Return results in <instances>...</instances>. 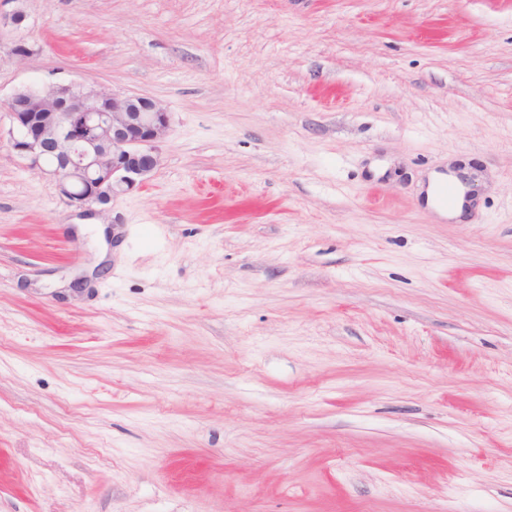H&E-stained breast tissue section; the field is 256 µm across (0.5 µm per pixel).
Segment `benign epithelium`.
Wrapping results in <instances>:
<instances>
[{"mask_svg":"<svg viewBox=\"0 0 512 512\" xmlns=\"http://www.w3.org/2000/svg\"><path fill=\"white\" fill-rule=\"evenodd\" d=\"M0 131L16 157L49 176L65 205L82 217L108 209L142 187L161 165L169 113L157 101L74 82L15 92L0 102Z\"/></svg>","mask_w":512,"mask_h":512,"instance_id":"7a95c632","label":"benign epithelium"}]
</instances>
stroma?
<instances>
[{
  "label": "stroma",
  "mask_w": 512,
  "mask_h": 512,
  "mask_svg": "<svg viewBox=\"0 0 512 512\" xmlns=\"http://www.w3.org/2000/svg\"><path fill=\"white\" fill-rule=\"evenodd\" d=\"M16 8L171 124L102 240L0 140V512H512V0Z\"/></svg>",
  "instance_id": "35a3bbf8"
}]
</instances>
